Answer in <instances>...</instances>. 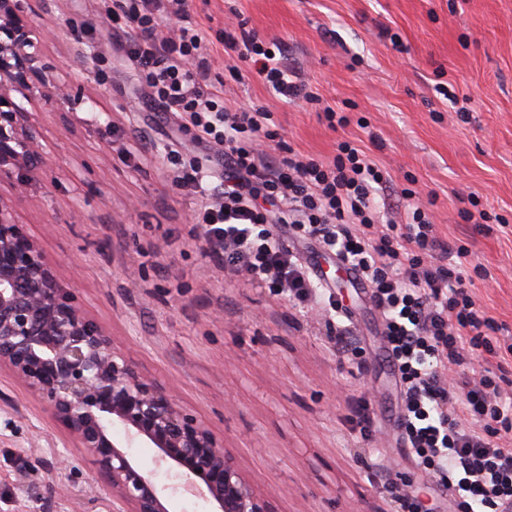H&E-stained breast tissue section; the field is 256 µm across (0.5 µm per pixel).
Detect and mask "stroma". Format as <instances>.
Returning <instances> with one entry per match:
<instances>
[{"mask_svg":"<svg viewBox=\"0 0 512 512\" xmlns=\"http://www.w3.org/2000/svg\"><path fill=\"white\" fill-rule=\"evenodd\" d=\"M116 8L34 0L27 15L39 64L72 82L76 97L58 109L29 106L47 160L18 222L116 345L208 422L278 512H396L398 491L424 512H458L405 446L403 388L369 289L334 254L285 231L281 243L311 273L312 306L244 285L210 252L194 216L221 192V148L140 96L114 35ZM234 10L283 43L319 104L283 102L251 73L231 77L224 22ZM192 19L209 40L207 81L230 105L268 107L304 155L328 158L353 142L390 172V204L403 205V188L417 191L438 236L466 246L467 268L487 271L478 299L512 329V0H193ZM327 106L347 125L329 127ZM190 164L203 189L179 187ZM473 202L485 221L464 219ZM341 327L356 353L337 350ZM362 398L365 436L351 420ZM61 433L45 405L0 372V512H110L96 471L64 449ZM65 452L75 462L62 469Z\"/></svg>","mask_w":512,"mask_h":512,"instance_id":"stroma-1","label":"stroma"}]
</instances>
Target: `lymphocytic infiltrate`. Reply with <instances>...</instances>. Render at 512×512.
Returning <instances> with one entry per match:
<instances>
[{
  "mask_svg": "<svg viewBox=\"0 0 512 512\" xmlns=\"http://www.w3.org/2000/svg\"><path fill=\"white\" fill-rule=\"evenodd\" d=\"M118 2L143 97L186 115L200 139L224 149L223 196L197 222L211 250L223 253L225 271L305 302L310 273L272 225L334 252L383 314L384 348L404 385L399 422L408 448L462 512H512V410L491 377L466 370L502 330L465 284L467 249L438 237L422 206L407 207L402 221L389 218L379 205L389 177L350 142L328 161L287 145L268 155L263 142L277 136L272 112L219 105L189 0ZM166 16L180 25L165 34ZM224 51L282 100L313 101L277 42L228 33Z\"/></svg>",
  "mask_w": 512,
  "mask_h": 512,
  "instance_id": "obj_1",
  "label": "lymphocytic infiltrate"
}]
</instances>
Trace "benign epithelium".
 Segmentation results:
<instances>
[{
	"label": "benign epithelium",
	"instance_id": "benign-epithelium-1",
	"mask_svg": "<svg viewBox=\"0 0 512 512\" xmlns=\"http://www.w3.org/2000/svg\"><path fill=\"white\" fill-rule=\"evenodd\" d=\"M0 0V370L44 403L103 479L111 512H169L190 491L209 512H276L208 424L169 387L147 376L63 286L41 244L17 223L12 201L28 197L44 158L33 113L12 93L31 90L53 107L74 98L35 65L24 4ZM155 451L146 469L133 449Z\"/></svg>",
	"mask_w": 512,
	"mask_h": 512
}]
</instances>
